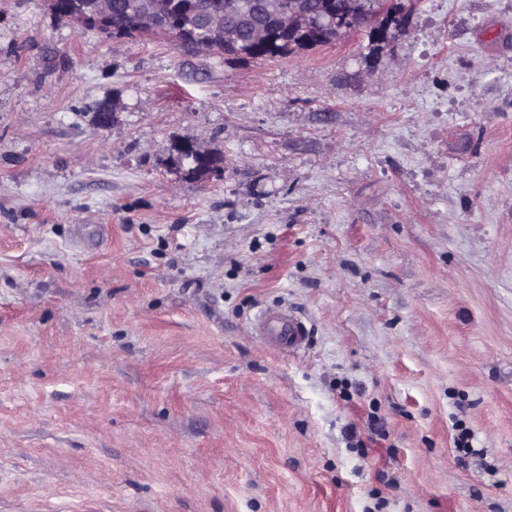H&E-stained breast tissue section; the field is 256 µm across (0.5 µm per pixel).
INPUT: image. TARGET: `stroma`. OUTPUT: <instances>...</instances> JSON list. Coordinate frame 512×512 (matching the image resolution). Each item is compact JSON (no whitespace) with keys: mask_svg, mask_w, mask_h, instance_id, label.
Listing matches in <instances>:
<instances>
[{"mask_svg":"<svg viewBox=\"0 0 512 512\" xmlns=\"http://www.w3.org/2000/svg\"><path fill=\"white\" fill-rule=\"evenodd\" d=\"M368 52L0 0V512H512V0H413ZM292 44V46H290ZM324 44L318 40L317 33L308 32L304 34H299L298 36L290 35L288 39H283L280 44L276 45L274 49L269 51H264L262 55L259 56L256 54L250 55V57L259 58V57H277V56H288L289 54L302 49H312L317 46H324ZM171 165L186 178L205 180L212 170H221L223 158L191 143H175L171 150ZM254 330L272 349L288 352L299 350L309 336L305 324L285 306L263 310L254 322Z\"/></svg>","mask_w":512,"mask_h":512,"instance_id":"obj_1","label":"stroma"}]
</instances>
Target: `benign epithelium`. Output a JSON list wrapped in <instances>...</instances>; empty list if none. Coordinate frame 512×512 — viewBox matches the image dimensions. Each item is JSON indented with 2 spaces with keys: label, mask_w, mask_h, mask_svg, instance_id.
I'll use <instances>...</instances> for the list:
<instances>
[{
  "label": "benign epithelium",
  "mask_w": 512,
  "mask_h": 512,
  "mask_svg": "<svg viewBox=\"0 0 512 512\" xmlns=\"http://www.w3.org/2000/svg\"><path fill=\"white\" fill-rule=\"evenodd\" d=\"M197 0H184L181 12L189 23L176 31L177 44L189 54H219L224 46L235 45L247 35L254 46L271 43L276 35L317 28L331 41L336 39L338 19L336 0H323L320 10L311 9V0H257L245 5L236 23L230 24L224 15V6L215 0L200 8ZM51 11L60 19L81 27L107 28L112 18V0H48ZM172 5L165 0H127L124 26L129 32H161L171 30ZM385 22L376 26L375 34L382 47L393 43L397 32V16L390 12L382 15ZM117 118L110 105L104 104L93 114L94 125L110 129ZM171 165L186 178L205 180L212 170L222 169L223 158L191 143H176L171 150Z\"/></svg>",
  "instance_id": "obj_1"
}]
</instances>
